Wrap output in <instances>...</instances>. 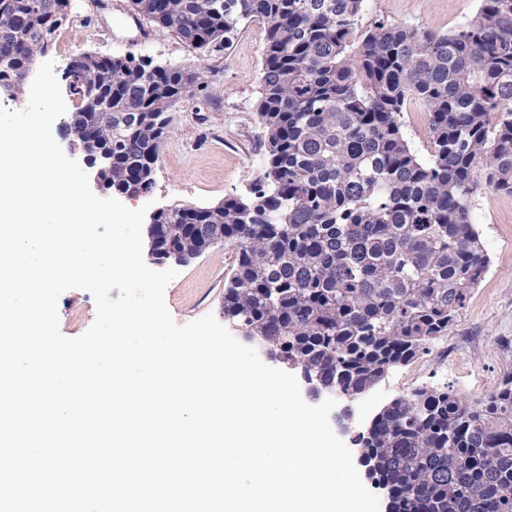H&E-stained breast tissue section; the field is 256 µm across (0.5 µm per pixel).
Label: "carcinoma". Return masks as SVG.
Masks as SVG:
<instances>
[{
  "instance_id": "obj_1",
  "label": "carcinoma",
  "mask_w": 512,
  "mask_h": 512,
  "mask_svg": "<svg viewBox=\"0 0 512 512\" xmlns=\"http://www.w3.org/2000/svg\"><path fill=\"white\" fill-rule=\"evenodd\" d=\"M71 0H0V87L53 47ZM200 55L266 25L264 169L246 196L159 215L149 260L235 246L224 318L332 393L355 399L426 352L488 271L473 199L512 195V0L440 33L378 20L364 0H130ZM77 115L60 127L112 159L113 190L154 185L169 112L201 71L79 52ZM429 116L432 151L401 115ZM389 512H512V377L476 399L416 388L354 439ZM402 121L410 143L421 155H427L431 134L426 113L413 108L404 112Z\"/></svg>"
}]
</instances>
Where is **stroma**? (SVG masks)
Segmentation results:
<instances>
[{
    "instance_id": "stroma-1",
    "label": "stroma",
    "mask_w": 512,
    "mask_h": 512,
    "mask_svg": "<svg viewBox=\"0 0 512 512\" xmlns=\"http://www.w3.org/2000/svg\"><path fill=\"white\" fill-rule=\"evenodd\" d=\"M478 6L479 0H365L361 23L384 18L445 32L471 20ZM265 34L263 23L246 24L229 48L202 57L173 33L137 19L128 0H72L70 19L47 54L56 76H63L70 57L80 51L132 53L158 65L204 71L202 89L171 114V132L151 192L123 197L124 205L135 209L146 204L154 212L185 204L210 207L247 192L263 168L265 152V129L257 114ZM472 218L490 265L454 326L426 354L393 367L357 399L337 398L330 424L352 454L360 452L354 436L385 405L415 388L448 386L473 399L512 376V196L491 191L478 195ZM234 257L232 244L219 243L178 265L165 292L177 324L209 314L223 320L224 283ZM58 312L62 334L80 336L94 321V298L81 289L68 290L58 301Z\"/></svg>"
}]
</instances>
